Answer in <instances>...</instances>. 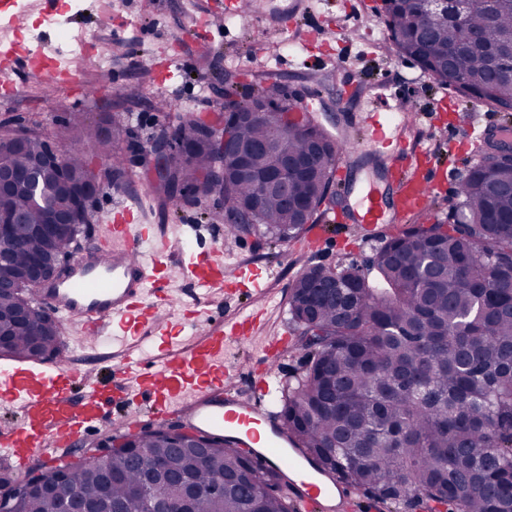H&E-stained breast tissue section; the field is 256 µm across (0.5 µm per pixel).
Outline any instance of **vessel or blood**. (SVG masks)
I'll list each match as a JSON object with an SVG mask.
<instances>
[{
	"label": "vessel or blood",
	"instance_id": "b4317fda",
	"mask_svg": "<svg viewBox=\"0 0 512 512\" xmlns=\"http://www.w3.org/2000/svg\"><path fill=\"white\" fill-rule=\"evenodd\" d=\"M305 10L304 0H286L276 8L269 0H224L225 16L248 14L254 26L265 30H287L290 20ZM365 123L367 148L383 159L385 176L369 178L353 190V209L327 205L322 223L402 224L427 213L440 178L420 173L425 148L411 147L404 124L390 123L383 113H367ZM121 217V223L110 227V246L90 244L75 251L62 276L37 289L41 306L63 327H79L85 341L113 354L109 377L87 376L67 363L51 373L1 369L0 401L15 405L19 422L0 429V455L20 469L38 458L57 459L60 449L80 443L98 427L108 409L123 429L147 413L176 416L232 441L264 465L282 467L296 512H346L351 490L296 446L276 410L279 384L271 364L285 353L286 345L281 336L259 337L265 310L251 308L202 323H172L167 317L174 307L167 257L161 250L144 257L139 247L148 239V229L130 238L129 224L136 216L126 207ZM183 271L203 303L223 290L230 276L251 282L252 295L262 292L261 272L242 266L228 269L208 253L191 254ZM145 331L154 335L160 350L151 362L132 350ZM180 334L190 337L188 347H179ZM257 340L266 363L253 374L250 391L244 394L227 362Z\"/></svg>",
	"mask_w": 512,
	"mask_h": 512
}]
</instances>
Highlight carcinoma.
Returning a JSON list of instances; mask_svg holds the SVG:
<instances>
[{
  "mask_svg": "<svg viewBox=\"0 0 512 512\" xmlns=\"http://www.w3.org/2000/svg\"><path fill=\"white\" fill-rule=\"evenodd\" d=\"M390 40L408 54L422 53L425 68L437 70L460 32L446 17L427 18L414 0L383 5ZM469 27L486 46L512 45V7L490 15L483 0H471ZM463 67L464 98L477 97L500 112L512 108V74L487 79L484 55L472 52ZM232 108L224 120L186 113L177 117L176 142L190 147L172 183L192 197L210 194L212 170L224 168L219 199L224 214L253 211L252 223L225 226L228 234H254L269 243L298 238L326 200L345 143L316 125L307 112H289L288 96L259 86L244 99L225 92ZM294 131L288 156L303 169L289 183L290 195L308 203L304 215L274 193H262L258 176L276 162L253 153L247 164L221 153L204 131H224L239 146L276 138L283 124ZM111 132L69 118L61 135L71 142L64 175H42L46 201L64 202L69 186L93 174L87 150L104 161L99 178L107 188L126 179L129 142L121 120ZM23 149L16 133L0 131V168L23 172L32 158L53 146L55 136L25 131ZM10 206L25 216L14 230L15 246L0 259V279L13 289L0 291V333L10 342V357L38 362L31 333L11 328L9 317L27 310L39 283L26 275L37 258L54 277L90 223V212L53 239L43 237L44 208L20 194ZM443 224L416 218L387 239L372 267L382 287L355 267L328 269L336 294L311 300L320 281L306 267L291 284L288 312L309 366L283 388L280 416L298 447L347 486L361 488L389 505L390 512L426 502L448 512H512V163L498 161L465 175L448 205ZM32 333L58 335V323L29 312ZM209 448H178L159 425L130 434L117 430L89 448L77 463L62 462L39 471L38 485L19 498H0V512H63L64 496L85 503L89 512H173L185 494L195 492L193 512H289L280 493L277 470L254 462L224 438L210 437ZM146 448L167 469V484L155 489L156 476L136 460ZM224 478V495L209 494Z\"/></svg>",
  "mask_w": 512,
  "mask_h": 512,
  "instance_id": "carcinoma-1",
  "label": "carcinoma"
}]
</instances>
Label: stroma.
<instances>
[{
    "label": "stroma",
    "instance_id": "stroma-1",
    "mask_svg": "<svg viewBox=\"0 0 512 512\" xmlns=\"http://www.w3.org/2000/svg\"><path fill=\"white\" fill-rule=\"evenodd\" d=\"M0 0V73L17 86L0 96V122H39L46 133L61 131L70 113L88 124L108 127L121 116L136 143L147 144L166 129L159 101L179 112L208 115L224 109V89L239 91L266 80L300 98L320 96L311 109L314 121L334 138L359 142L362 113L412 112L409 142L427 147L434 162L450 173L432 203L440 220L448 218V200L475 162L468 129H454L452 118L480 125L486 113L472 101L436 80L418 63L397 53L384 23L381 0H308V16L282 34L262 31L241 18L225 19L208 40H199L194 25L223 11L224 0H17L6 11ZM347 33L335 44V30ZM85 52L78 83L50 91L45 82L54 61L68 62ZM147 167L129 163L130 179L104 191L90 206V224L82 243H106L105 226L117 207L138 208L154 227V239L142 242L151 254L165 242L171 289L182 304L181 316L201 307L192 283L181 272L182 259L213 252L223 261L267 271V286L279 306L265 325L266 335L295 337L288 312L290 285L309 266L368 268L391 231L387 224H344L326 230L320 240L308 236L287 243L257 244L255 236H227L224 208L214 199L162 205L145 185Z\"/></svg>",
    "mask_w": 512,
    "mask_h": 512
}]
</instances>
